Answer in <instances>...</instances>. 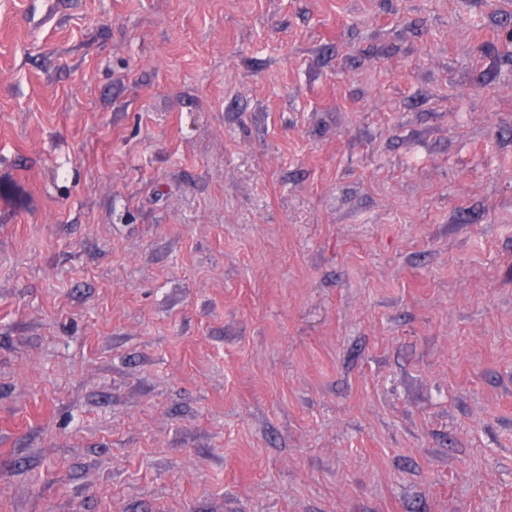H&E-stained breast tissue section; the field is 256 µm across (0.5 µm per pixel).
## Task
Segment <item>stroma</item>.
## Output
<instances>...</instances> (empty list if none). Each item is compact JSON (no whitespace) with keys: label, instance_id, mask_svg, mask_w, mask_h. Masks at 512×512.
Wrapping results in <instances>:
<instances>
[{"label":"stroma","instance_id":"1","mask_svg":"<svg viewBox=\"0 0 512 512\" xmlns=\"http://www.w3.org/2000/svg\"><path fill=\"white\" fill-rule=\"evenodd\" d=\"M512 0H0V512H512Z\"/></svg>","mask_w":512,"mask_h":512}]
</instances>
